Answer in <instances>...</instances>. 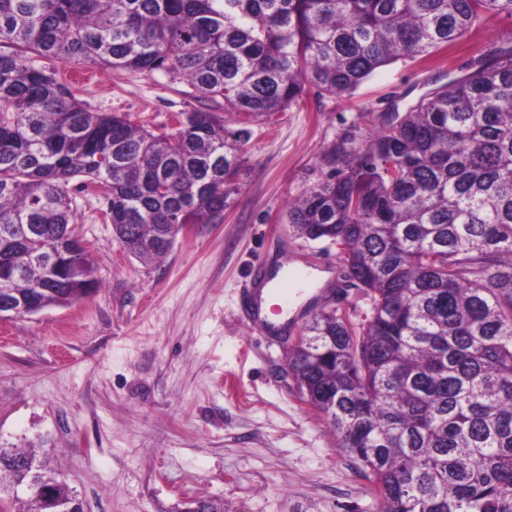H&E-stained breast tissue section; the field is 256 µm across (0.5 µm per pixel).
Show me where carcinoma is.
Segmentation results:
<instances>
[{
  "mask_svg": "<svg viewBox=\"0 0 512 512\" xmlns=\"http://www.w3.org/2000/svg\"><path fill=\"white\" fill-rule=\"evenodd\" d=\"M503 12L512 0H0V289L33 315L98 288L74 247L72 180L153 264L231 205L251 130L220 106L272 116L312 87L350 94ZM37 58L180 77L209 105L154 134L90 111ZM358 129L287 220L338 247L371 315L320 308L289 374L379 512H512V47L383 113L359 145ZM1 470L33 487L25 512H52L34 491L55 475L44 460L0 448Z\"/></svg>",
  "mask_w": 512,
  "mask_h": 512,
  "instance_id": "cac0c4a2",
  "label": "carcinoma"
}]
</instances>
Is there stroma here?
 <instances>
[{
  "label": "stroma",
  "mask_w": 512,
  "mask_h": 512,
  "mask_svg": "<svg viewBox=\"0 0 512 512\" xmlns=\"http://www.w3.org/2000/svg\"><path fill=\"white\" fill-rule=\"evenodd\" d=\"M509 46L512 17L497 16L428 61L378 69L352 94L311 90L300 105L252 119L223 223L179 235L156 265L126 252L101 199L68 185L102 286L75 304L0 321V446L35 447L85 512H182L198 497L222 498L227 512H377L332 429L301 400L287 343L240 322L239 290L256 261L308 260L328 278L300 311L328 302L361 323L368 296L341 281L336 247L293 232L289 204L317 181L322 151L352 121L372 134L391 102L407 109ZM80 69L58 72L90 111L129 115L157 134L200 105L185 80L163 73L94 66L84 83Z\"/></svg>",
  "instance_id": "1"
}]
</instances>
